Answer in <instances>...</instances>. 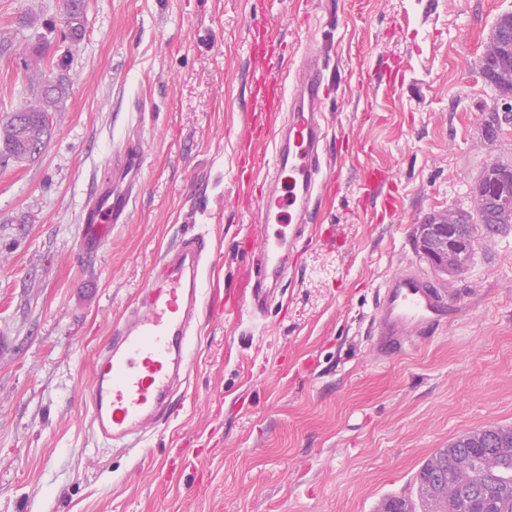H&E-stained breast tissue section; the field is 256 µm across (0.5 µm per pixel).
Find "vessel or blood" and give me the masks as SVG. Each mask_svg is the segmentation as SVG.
Instances as JSON below:
<instances>
[{"label": "vessel or blood", "mask_w": 512, "mask_h": 512, "mask_svg": "<svg viewBox=\"0 0 512 512\" xmlns=\"http://www.w3.org/2000/svg\"><path fill=\"white\" fill-rule=\"evenodd\" d=\"M286 49L277 37L252 42L250 57L258 74L256 104L263 112H283L280 126L251 123L248 137L271 143L273 168L258 184L255 201L274 229L265 231L246 291L248 310L262 311L270 282L282 279L288 254L308 223L312 203L327 190L321 177L326 128L323 105L331 92L321 50L301 55L297 76L277 75L275 57ZM143 155L129 147L112 166V179L94 188L81 212L79 248L96 252L112 225L128 223L140 191ZM365 187H385L384 203L394 207L395 188L384 170L369 166ZM210 251L205 237L176 239L155 263L136 304L93 363L90 384L91 430L97 441L135 445L149 424L173 403L176 385L189 367L188 333L201 304V264ZM449 300L413 266H406L379 285L371 316V342L380 359H388L414 338L435 333L448 320Z\"/></svg>", "instance_id": "obj_1"}]
</instances>
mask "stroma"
I'll use <instances>...</instances> for the list:
<instances>
[{
  "mask_svg": "<svg viewBox=\"0 0 512 512\" xmlns=\"http://www.w3.org/2000/svg\"><path fill=\"white\" fill-rule=\"evenodd\" d=\"M505 13L512 0H86L73 44L63 0H0V122L40 72L60 92L45 148L0 168V512H380L416 497L436 449L512 426V224L478 234L448 276L415 244L428 216L475 212L490 165L512 168V121H494L512 98L478 69ZM257 20L291 46L280 72L329 48L337 184L277 304L239 323L224 305L261 243L258 215L234 204ZM131 140L144 169L130 221L81 253L83 203ZM367 165L385 168L396 209L366 198ZM187 230L212 262L186 383L140 447L105 446L89 425L93 360ZM409 264L451 314L382 362L373 297Z\"/></svg>",
  "mask_w": 512,
  "mask_h": 512,
  "instance_id": "1",
  "label": "stroma"
}]
</instances>
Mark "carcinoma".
I'll use <instances>...</instances> for the list:
<instances>
[{
  "label": "carcinoma",
  "instance_id": "obj_1",
  "mask_svg": "<svg viewBox=\"0 0 512 512\" xmlns=\"http://www.w3.org/2000/svg\"><path fill=\"white\" fill-rule=\"evenodd\" d=\"M85 0H64L66 36L77 42L83 35ZM479 69L502 97H512V60L505 58L499 25H494L489 44L479 59ZM56 86L40 80L33 89L36 101L21 112L24 119L0 125V165L21 166L32 161L44 146L47 112L56 103ZM477 199V217L462 214L458 225L462 242L459 259L465 266L474 249L478 221L491 236L501 224H512V169L493 165L482 177ZM511 427H482L440 448L422 466L418 479L423 512H450L448 494L467 502L468 512H512Z\"/></svg>",
  "mask_w": 512,
  "mask_h": 512
}]
</instances>
